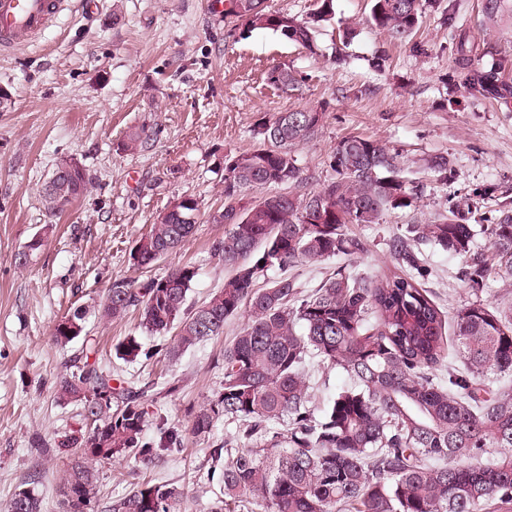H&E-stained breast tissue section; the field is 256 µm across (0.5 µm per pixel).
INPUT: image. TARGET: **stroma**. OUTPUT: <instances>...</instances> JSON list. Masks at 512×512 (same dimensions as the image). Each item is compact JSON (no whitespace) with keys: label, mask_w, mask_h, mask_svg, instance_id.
<instances>
[{"label":"stroma","mask_w":512,"mask_h":512,"mask_svg":"<svg viewBox=\"0 0 512 512\" xmlns=\"http://www.w3.org/2000/svg\"><path fill=\"white\" fill-rule=\"evenodd\" d=\"M99 2L92 13L84 0H65L35 39L0 50V87L9 95L0 104V508L31 488L42 512H62L68 461L52 447L84 421L78 403L57 399L54 382L64 361L85 355L113 383H153L147 433L157 437L158 424H165L184 446L149 467L132 458L97 464L103 500L141 483L167 482L193 493L188 512H208L219 492L206 476L213 451L244 441L221 421L208 437L193 435L188 411L220 389L224 349L244 318H229L222 335L176 360L130 363L117 358L115 345L149 336L137 311L99 319L112 281L143 282L190 264L199 274L188 304L199 306L228 274L210 254L224 237L214 216L224 206L225 158L257 147L255 129L273 114L320 106L326 114L318 132L295 151L304 191L333 178L328 160L340 140L360 136L397 154L420 197L414 207L386 212L380 223L348 225L363 251L292 267L289 275L308 293L339 267L364 275L405 271L390 243L408 225L437 222L452 200L482 213L512 200V96L471 95L456 65L455 39L479 28L481 0H434L402 43L366 25L370 0H334L336 20L355 30L340 67L330 27L307 49L267 29H246L209 0ZM277 65L303 76L298 91L269 83ZM134 128L152 139L123 151ZM439 154L452 161L444 179L425 164ZM70 159L84 168L89 191L54 213L45 186L56 165ZM185 197L199 205L192 237L151 268L132 267L136 241ZM36 237L42 247L18 266V254ZM418 250L432 269L426 286L446 317L475 299H512V277L491 273L478 291L460 257L431 244ZM77 308L87 311L82 334L56 346L54 324ZM169 380L178 384L171 394L163 391Z\"/></svg>","instance_id":"stroma-1"}]
</instances>
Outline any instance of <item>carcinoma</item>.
<instances>
[{"mask_svg": "<svg viewBox=\"0 0 512 512\" xmlns=\"http://www.w3.org/2000/svg\"><path fill=\"white\" fill-rule=\"evenodd\" d=\"M228 14L253 29H269L304 47L334 20V0H320L309 18L272 12L265 0H233ZM425 0H372L367 23L395 41L415 32ZM483 36L492 35L512 0H481ZM477 51L468 34L458 37V63L468 67L469 89L483 97L509 88L498 74L509 60L485 72L471 68ZM285 93L301 77L286 66L271 70ZM324 113L278 112L262 122L263 145L224 162V239L212 256L230 270L224 285L200 306H187L198 276L180 265L137 283L116 279L99 309L104 319L141 311V327L159 341L146 345L128 336L116 346L120 358L152 361L176 356L224 332L227 319L245 314L238 334L224 348V382L208 404L189 413L190 430L211 433L219 418L236 424L249 441L215 453L210 479L219 485L209 512H481L489 501L512 505V454L475 466L490 448H512V301L475 300L445 316L422 282L431 268L407 240L393 239L407 274L358 276L339 269L304 294L286 273L256 287L259 273L324 261L360 250L348 224H377L418 199L401 175L397 155L375 140L350 136L329 156L336 177L320 189L248 197L254 189L303 181L294 148L309 141ZM88 178L74 161L59 163L45 191L50 208L87 191ZM174 205L142 235L131 265L150 268L191 237L198 202ZM468 204L452 203L441 222L413 224L409 233L465 261V277L480 288L492 268L512 276V209L501 208L472 223ZM489 239L495 265L474 253L477 235ZM70 316L76 332L54 326L65 346L84 330L86 311ZM176 331L173 341L165 340ZM342 370L352 385L316 415L308 393V360ZM459 360L456 366L453 360ZM57 398L82 404L89 430L75 431L56 447L69 458L64 486L68 512H181L188 491L173 484L134 487L100 506L94 464L130 456L143 464L158 450L183 452L175 435L156 442L147 434L148 412L138 395L116 388L111 378L76 357L55 383ZM283 425L286 432L273 430ZM5 512H42L33 490L13 497Z\"/></svg>", "mask_w": 512, "mask_h": 512, "instance_id": "cac0c4a2", "label": "carcinoma"}]
</instances>
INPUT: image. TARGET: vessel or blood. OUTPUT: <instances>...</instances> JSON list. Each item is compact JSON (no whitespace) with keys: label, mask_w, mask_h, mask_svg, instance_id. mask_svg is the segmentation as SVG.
<instances>
[{"label":"vessel or blood","mask_w":512,"mask_h":512,"mask_svg":"<svg viewBox=\"0 0 512 512\" xmlns=\"http://www.w3.org/2000/svg\"><path fill=\"white\" fill-rule=\"evenodd\" d=\"M63 0H0V46L28 41L60 12Z\"/></svg>","instance_id":"1"}]
</instances>
